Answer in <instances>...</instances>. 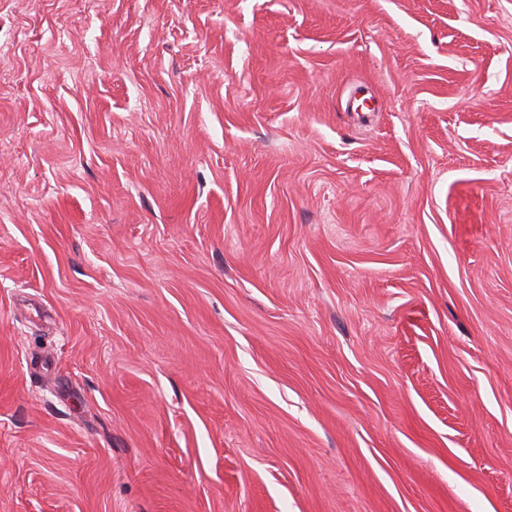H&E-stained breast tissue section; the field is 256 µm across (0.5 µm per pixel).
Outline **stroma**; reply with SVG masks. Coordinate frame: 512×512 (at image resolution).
Wrapping results in <instances>:
<instances>
[{
    "mask_svg": "<svg viewBox=\"0 0 512 512\" xmlns=\"http://www.w3.org/2000/svg\"><path fill=\"white\" fill-rule=\"evenodd\" d=\"M0 512H512V0H0Z\"/></svg>",
    "mask_w": 512,
    "mask_h": 512,
    "instance_id": "obj_1",
    "label": "stroma"
}]
</instances>
